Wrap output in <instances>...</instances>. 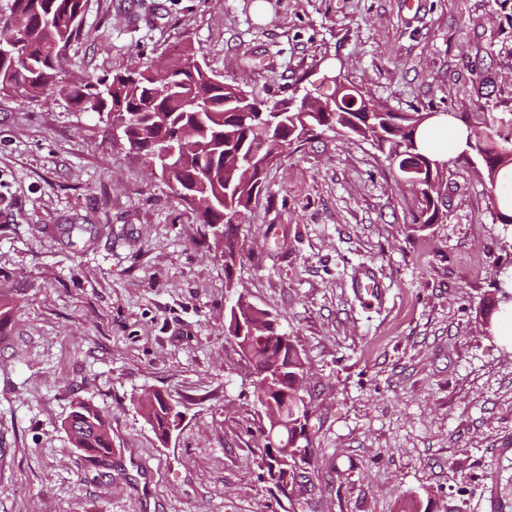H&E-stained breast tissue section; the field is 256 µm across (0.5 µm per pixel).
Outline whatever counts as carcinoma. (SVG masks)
<instances>
[{
    "instance_id": "carcinoma-1",
    "label": "carcinoma",
    "mask_w": 512,
    "mask_h": 512,
    "mask_svg": "<svg viewBox=\"0 0 512 512\" xmlns=\"http://www.w3.org/2000/svg\"><path fill=\"white\" fill-rule=\"evenodd\" d=\"M9 13H0V28L8 27L16 49L0 56V94L32 98L59 94L69 105L106 117L105 127L117 124L120 141L129 151L146 149L154 154L176 151L179 159H157L156 174L172 182L176 195L202 193L208 203L195 210L197 223L208 229L203 235L208 251L224 265L225 287L233 288V268L242 248L240 225L234 215H246L262 190L266 171L291 144L300 147L319 130H341L372 142L387 152L398 169L414 170L413 186L422 204L415 223L438 224L444 214L438 208L440 177L447 163L422 150L419 132L421 112L397 113L378 110L358 90L348 89L335 101V110L325 112L322 103L304 93L279 100L247 94L243 103L238 84L217 78L208 71L200 50L186 44L179 50L182 67L170 68L162 60L139 70L118 69L109 78L65 79L61 49L82 30L85 0H8ZM473 142L486 147L483 164L488 181L512 183V119L505 127L469 129ZM497 218L512 224V195L497 198ZM272 315L238 295L224 316V330L238 337L237 346L252 367L254 400L270 416L273 406L285 407L283 424L274 439L266 440L261 469L279 492L288 496L295 512H307L308 501L295 493L301 464L308 449L299 440L308 439L311 401L304 390L279 401L274 388L283 371L288 378L304 376L306 367L293 341L281 347V334L269 328ZM140 411L156 436L164 440L170 428L169 406L157 392L139 403ZM65 428L77 448H96L112 442L108 417L89 402L73 407Z\"/></svg>"
}]
</instances>
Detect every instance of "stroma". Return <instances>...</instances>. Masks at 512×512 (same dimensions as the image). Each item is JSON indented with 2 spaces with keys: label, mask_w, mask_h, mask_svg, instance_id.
Wrapping results in <instances>:
<instances>
[{
  "label": "stroma",
  "mask_w": 512,
  "mask_h": 512,
  "mask_svg": "<svg viewBox=\"0 0 512 512\" xmlns=\"http://www.w3.org/2000/svg\"><path fill=\"white\" fill-rule=\"evenodd\" d=\"M186 43L264 99H330L338 67L395 112L512 118V0H85L65 55L102 78ZM103 129L64 98L0 94V512H292L261 476L266 418L224 332L237 292L306 363L314 512H512V345L478 316L512 224L478 155L449 162L444 221L424 227L384 153L321 132L268 171L231 291L191 206ZM365 267L372 302L352 288ZM148 390L181 413L164 444ZM79 400L110 419L109 461L64 428Z\"/></svg>",
  "instance_id": "35a3bbf8"
}]
</instances>
